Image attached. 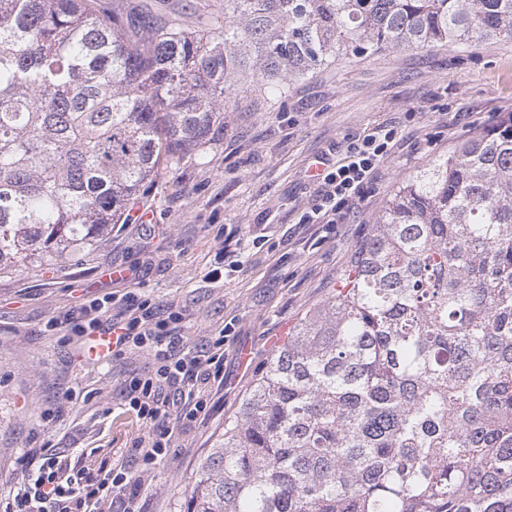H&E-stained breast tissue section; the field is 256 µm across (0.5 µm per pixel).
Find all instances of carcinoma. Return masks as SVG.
<instances>
[{"mask_svg": "<svg viewBox=\"0 0 512 512\" xmlns=\"http://www.w3.org/2000/svg\"><path fill=\"white\" fill-rule=\"evenodd\" d=\"M0 0V274L93 247L231 90L512 36V0ZM199 464L182 512H512V117L402 182Z\"/></svg>", "mask_w": 512, "mask_h": 512, "instance_id": "carcinoma-1", "label": "carcinoma"}]
</instances>
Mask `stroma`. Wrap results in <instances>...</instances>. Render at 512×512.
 Here are the masks:
<instances>
[{
	"instance_id": "stroma-1",
	"label": "stroma",
	"mask_w": 512,
	"mask_h": 512,
	"mask_svg": "<svg viewBox=\"0 0 512 512\" xmlns=\"http://www.w3.org/2000/svg\"><path fill=\"white\" fill-rule=\"evenodd\" d=\"M224 128L203 156L162 172L123 223L89 252L0 275V494L30 476L19 460L44 445L89 470L131 452L147 426L121 404L144 351L89 356L52 319L132 292L184 310L186 345L233 323L224 384L203 420L178 428L169 454L138 480L141 512H179L201 460L256 378L308 311L336 284L395 188L472 133L512 115V38L348 58L291 85L286 97L233 92ZM398 131L389 159L332 231L302 224L321 157L349 139ZM241 269L207 279L223 242Z\"/></svg>"
}]
</instances>
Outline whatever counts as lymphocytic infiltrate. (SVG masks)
I'll return each instance as SVG.
<instances>
[{"label": "lymphocytic infiltrate", "mask_w": 512, "mask_h": 512, "mask_svg": "<svg viewBox=\"0 0 512 512\" xmlns=\"http://www.w3.org/2000/svg\"><path fill=\"white\" fill-rule=\"evenodd\" d=\"M396 136L395 129L384 126L349 142L343 162L325 166L317 174L315 199L302 211L300 223L328 228L336 224L372 182ZM123 303L125 315L111 324L113 356L142 350L155 363L152 374L132 378L123 394L126 409L149 428L147 436L136 442V460L146 472L167 455L176 424L209 414L210 387L224 381V344L234 325L226 323L218 335L191 348L178 334L182 311L162 312L150 299L134 295L125 296ZM30 455L38 461L34 479L0 498V512H98L105 498L117 500L116 512H129L135 484L125 460L92 473L75 468L67 455L46 447L32 449Z\"/></svg>", "instance_id": "1"}]
</instances>
